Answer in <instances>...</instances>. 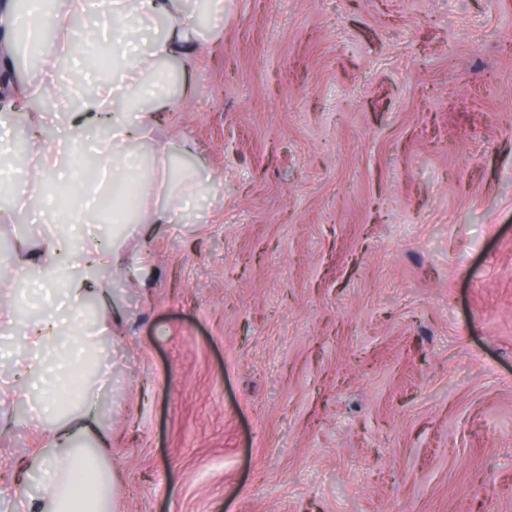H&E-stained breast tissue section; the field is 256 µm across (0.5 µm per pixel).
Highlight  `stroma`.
Instances as JSON below:
<instances>
[{"label": "stroma", "mask_w": 512, "mask_h": 512, "mask_svg": "<svg viewBox=\"0 0 512 512\" xmlns=\"http://www.w3.org/2000/svg\"><path fill=\"white\" fill-rule=\"evenodd\" d=\"M145 143L205 173L122 235L117 512H512V0H224ZM43 92L64 117L98 89ZM0 223V300L41 306ZM0 412V496L34 447Z\"/></svg>", "instance_id": "obj_1"}]
</instances>
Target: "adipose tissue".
I'll return each instance as SVG.
<instances>
[{
	"instance_id": "adipose-tissue-1",
	"label": "adipose tissue",
	"mask_w": 512,
	"mask_h": 512,
	"mask_svg": "<svg viewBox=\"0 0 512 512\" xmlns=\"http://www.w3.org/2000/svg\"><path fill=\"white\" fill-rule=\"evenodd\" d=\"M84 0H66V7L46 12L44 0H29L28 37L41 39L45 26L56 37L47 47L52 62L44 67L40 87L65 88L72 79L59 60L71 57L70 17L83 12ZM99 15L112 21V39L120 49L112 56L111 83L105 90L82 96L80 109L109 125L111 133L96 147L99 167L112 180V221L139 227L171 224L179 205L192 196L202 173L189 169L179 177L168 172V157L159 153L145 168L134 142L147 138L163 113L175 108L161 84L146 73L163 58H191L194 19L184 0H99ZM169 20L168 34L144 41L145 28L158 17ZM39 264L64 283L63 300L47 305L35 319L19 323L12 306L0 302V328L16 332L28 353L22 379L13 380L8 398L30 406L29 424L42 439L31 452L41 486L27 497V512H109L114 486L110 440L98 425L96 386L76 389L75 417H57L61 402L56 381L82 370L87 356L106 327L85 330L80 317L101 275L121 263L119 248L106 235L75 241L72 234L47 232L40 240Z\"/></svg>"
}]
</instances>
